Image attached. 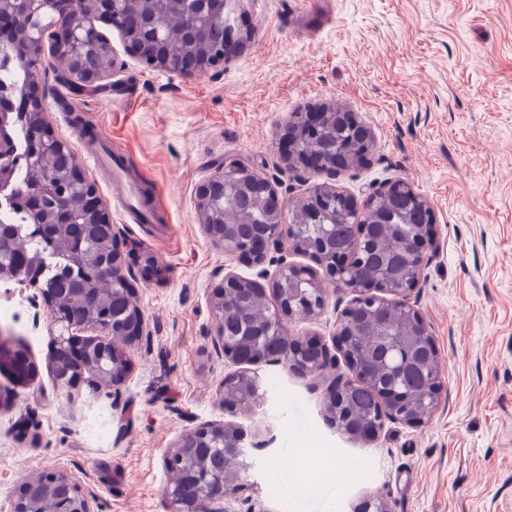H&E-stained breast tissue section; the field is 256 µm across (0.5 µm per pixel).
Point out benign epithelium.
Listing matches in <instances>:
<instances>
[{
  "label": "benign epithelium",
  "instance_id": "obj_1",
  "mask_svg": "<svg viewBox=\"0 0 512 512\" xmlns=\"http://www.w3.org/2000/svg\"><path fill=\"white\" fill-rule=\"evenodd\" d=\"M59 3L60 0H0V22L6 25L0 30V45L13 46L17 55L26 61H40L47 56L62 61L67 66L69 80L77 85L87 87L112 80L122 68L112 47H107L93 66L87 63L85 51L96 50L102 41L100 24L123 29L116 9L119 0H66L68 21L48 22L58 10ZM154 3L155 0H142L143 17L149 32L140 30L122 35L127 50L148 67L179 74L205 71L223 65L226 57L242 42V38L228 27L225 28L226 38L217 43L197 35L198 31L225 19L226 0H201L199 3L174 0L175 10L189 11L195 17V28L185 32L180 46L175 48L160 35L167 29L168 16L158 15L153 9ZM32 87L33 83L29 82L18 94L19 109L12 99L0 98V207L21 200L32 214L31 235L44 244L43 249L31 257L34 268L46 272L51 268V260L60 257L65 263L90 272L98 284L94 289V304L104 303L113 294L131 290L133 272L119 245L123 232L118 226L111 225V240L105 247L110 253L107 261L99 260L91 251L78 249L63 255L55 249L53 237L46 234V228L59 230L67 224L79 223L84 225L86 236L95 239L99 224L108 222L109 215L94 183L81 172L79 165L70 164L62 179L40 175L44 150L66 153L68 147L54 136L44 117L46 99L33 94ZM332 109L333 105L327 104L310 112H300L286 124L281 142L286 146L283 161L288 168L317 170L334 178L357 165L346 154L324 159L300 151L303 140L319 138L336 129L338 121L350 126L355 137L366 147H372L373 134L368 127L353 113L336 114ZM15 113L28 128L26 144L20 149L8 132L10 116ZM21 167L29 169L34 179L28 192L18 196L12 178ZM411 191L413 188L404 180L387 181L368 193L360 208L349 196H344L346 206L357 219L356 239L367 236L370 224L380 220L393 195ZM227 195L249 200L264 216L263 223L251 225V234L246 239L229 237L223 231L229 222L223 205ZM198 198L207 235L226 254L256 269L253 278L229 270L212 290L211 305L217 324L215 347L224 352V360L234 365L286 361L292 371L307 376L321 374L336 361V356H341L352 377L333 379L327 389L325 410L331 421L353 440L374 439L387 421L419 427L432 419L440 404L438 351L434 337L423 317L409 303L408 295L418 286L422 270L436 248L433 225L418 224L408 233L406 260L410 272L402 281L395 283L385 275L360 279L352 274L356 250L329 252L308 239L300 225L286 223L272 183L257 178L238 162L230 159L217 168L199 186ZM272 252L280 258H269ZM292 252L309 257L317 268L288 261L287 255ZM273 261L276 270L271 273L266 264ZM23 282L39 288L51 323L60 326L52 362L57 386L70 399L78 397L85 386L118 387L128 359L117 342L138 341L146 335L142 311L135 308L114 317H97L87 311L84 320L77 323L57 308L55 289L40 286L38 280L25 278ZM328 285L351 296L340 315L333 337L334 348L306 336H293L288 346H282L289 320H315L322 314ZM268 290L275 300L257 313L261 335L250 343L251 358L247 359L239 349L241 340L224 320V310L234 307L242 294L264 296ZM361 307L370 318L379 311L395 312L406 326V330L396 335L383 333L378 336L380 353L370 366L355 353L356 336L351 327V320ZM74 328L91 329L100 335L78 343L70 334ZM419 347L433 352L432 358L421 363L429 373L427 397L408 412L395 390L382 389L372 424L358 432L349 427L342 420L349 387L355 383L372 385L385 374L404 375L414 370L404 353ZM2 371L9 372L21 384H27L37 376V367L20 348L0 349ZM253 385V376L246 369L226 374L219 390V403L224 412L235 414L250 406ZM198 444L235 448L239 457L246 458L244 435L233 424H206L183 434L164 458L166 469L176 473L165 489L168 512H224V499L246 487L238 470H218L210 457L188 453L187 447ZM61 488L67 491L68 512H95L96 497L85 491L66 470L23 479L12 501L11 512H41L42 502ZM355 510L391 512L388 502L379 496L365 498Z\"/></svg>",
  "mask_w": 512,
  "mask_h": 512
}]
</instances>
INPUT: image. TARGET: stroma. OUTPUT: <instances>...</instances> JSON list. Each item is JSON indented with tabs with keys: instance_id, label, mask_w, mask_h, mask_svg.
<instances>
[{
	"instance_id": "1",
	"label": "stroma",
	"mask_w": 512,
	"mask_h": 512,
	"mask_svg": "<svg viewBox=\"0 0 512 512\" xmlns=\"http://www.w3.org/2000/svg\"><path fill=\"white\" fill-rule=\"evenodd\" d=\"M235 10L251 35L209 71L149 68L105 24L122 65L110 84L74 95L53 72L39 77L57 137L128 245L153 261L134 268L149 336L130 347L118 390L67 400L49 369L58 329L33 319L39 289L0 277V348L23 346L39 367L28 386L0 374V512L21 478L52 470L72 472L99 512H167L166 452L227 421L266 447L251 451L249 487L224 512H353L369 493L391 512H512V0H241ZM335 103L371 129L367 159L334 179L288 169L287 121ZM77 115L161 190L160 223L125 219ZM227 159L268 179L287 213L329 182L361 201L400 179L430 200L439 250L409 295L438 348L440 406L426 425L389 422L368 444L350 441L323 412L343 363L320 379L254 365L259 403L224 413L218 391L234 367L214 348L211 291L225 270L255 275L201 222L198 188ZM348 301L329 293L322 315L293 320L289 335L331 342ZM311 448L336 471L304 496Z\"/></svg>"
}]
</instances>
